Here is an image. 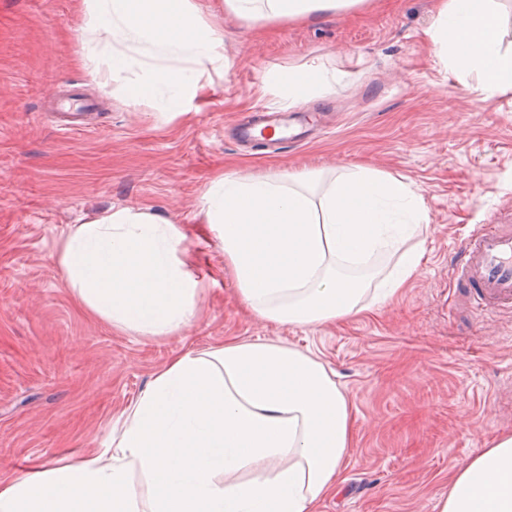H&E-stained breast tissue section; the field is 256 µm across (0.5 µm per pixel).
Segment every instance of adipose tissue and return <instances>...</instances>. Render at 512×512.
Listing matches in <instances>:
<instances>
[{
    "mask_svg": "<svg viewBox=\"0 0 512 512\" xmlns=\"http://www.w3.org/2000/svg\"><path fill=\"white\" fill-rule=\"evenodd\" d=\"M362 0H224L244 21L309 22ZM432 42L476 72L486 97L512 90V50L498 0H438ZM82 60L98 81L124 76L134 99L189 112L205 73L223 72L224 31L195 0H82ZM337 74L288 66L267 82L281 108L320 94ZM200 212L248 308L278 323L319 325L370 310L419 268L428 227L404 177L357 167L277 177L232 171L203 193ZM180 229L145 208L106 211L70 230L59 266L80 302L113 325L150 335L191 324L198 283L177 257ZM395 250L380 293L369 260ZM353 446L351 410L311 350L231 339L159 370L118 420L109 447L74 463L0 476V512H315L340 491ZM146 483L133 489L134 475ZM439 512H512V433L459 467Z\"/></svg>",
    "mask_w": 512,
    "mask_h": 512,
    "instance_id": "ef3b65f1",
    "label": "adipose tissue"
}]
</instances>
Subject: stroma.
I'll list each match as a JSON object with an SVG mask.
<instances>
[{"instance_id": "35a3bbf8", "label": "stroma", "mask_w": 512, "mask_h": 512, "mask_svg": "<svg viewBox=\"0 0 512 512\" xmlns=\"http://www.w3.org/2000/svg\"><path fill=\"white\" fill-rule=\"evenodd\" d=\"M224 24L231 66L200 111L168 118L81 63L79 0H0V470L78 458L109 443L119 415L173 357L231 338L317 352L348 398L353 451L340 495L316 512H439L459 462L512 433V309L476 317L453 287L456 249L476 224L512 225V92L483 99L476 74L436 56L434 0H365L319 21ZM318 65L342 75L305 110L303 144L240 145L245 114L276 112L268 72ZM83 123L64 135L63 120ZM361 165L423 196V261L372 310L314 326L250 314L199 215L220 171L278 176ZM148 207L176 222L199 281L198 316L152 336L78 303L58 264L69 226Z\"/></svg>"}]
</instances>
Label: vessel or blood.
<instances>
[{"label":"vessel or blood","mask_w":512,"mask_h":512,"mask_svg":"<svg viewBox=\"0 0 512 512\" xmlns=\"http://www.w3.org/2000/svg\"><path fill=\"white\" fill-rule=\"evenodd\" d=\"M456 267L477 312L512 307V225H478L462 239Z\"/></svg>","instance_id":"1"}]
</instances>
